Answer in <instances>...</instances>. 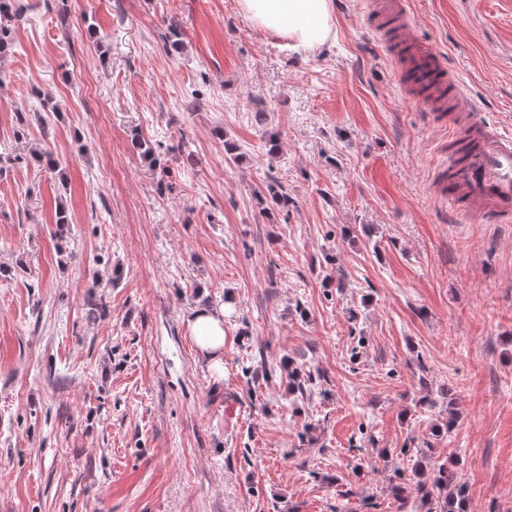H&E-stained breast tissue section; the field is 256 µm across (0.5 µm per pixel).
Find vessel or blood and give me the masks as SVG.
<instances>
[{"label": "vessel or blood", "mask_w": 512, "mask_h": 512, "mask_svg": "<svg viewBox=\"0 0 512 512\" xmlns=\"http://www.w3.org/2000/svg\"><path fill=\"white\" fill-rule=\"evenodd\" d=\"M460 118L476 143L474 152L453 151L448 180L461 184L454 202L461 215L484 224L512 222V134L484 123L478 113L464 111Z\"/></svg>", "instance_id": "1"}]
</instances>
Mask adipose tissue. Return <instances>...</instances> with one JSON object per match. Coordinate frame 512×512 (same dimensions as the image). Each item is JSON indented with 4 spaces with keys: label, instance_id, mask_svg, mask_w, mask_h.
Masks as SVG:
<instances>
[{
    "label": "adipose tissue",
    "instance_id": "ef3b65f1",
    "mask_svg": "<svg viewBox=\"0 0 512 512\" xmlns=\"http://www.w3.org/2000/svg\"><path fill=\"white\" fill-rule=\"evenodd\" d=\"M239 7L255 27L281 36L296 49L320 47L334 29L332 0H239ZM188 327L199 351L210 356L214 372L223 374V310H196Z\"/></svg>",
    "mask_w": 512,
    "mask_h": 512
}]
</instances>
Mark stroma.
I'll list each match as a JSON object with an SVG mask.
<instances>
[{"label":"stroma","mask_w":512,"mask_h":512,"mask_svg":"<svg viewBox=\"0 0 512 512\" xmlns=\"http://www.w3.org/2000/svg\"><path fill=\"white\" fill-rule=\"evenodd\" d=\"M16 3L0 512H426L442 465L465 512H512V223L439 193L445 118L369 31L378 0H333L313 51L238 0ZM400 22L512 133V0ZM200 307L226 310L220 377Z\"/></svg>","instance_id":"1"}]
</instances>
